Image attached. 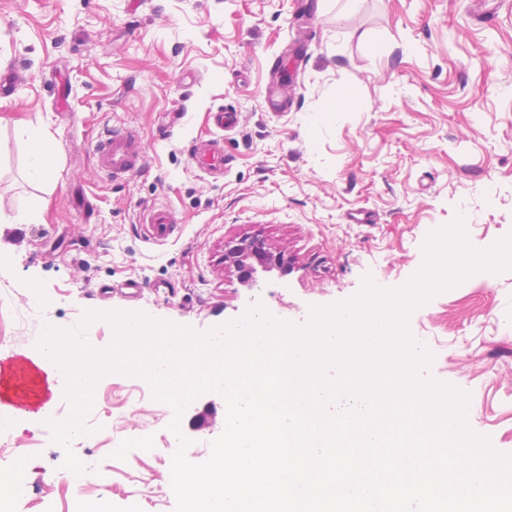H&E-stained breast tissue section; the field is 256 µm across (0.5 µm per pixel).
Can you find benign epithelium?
<instances>
[{
    "mask_svg": "<svg viewBox=\"0 0 512 512\" xmlns=\"http://www.w3.org/2000/svg\"><path fill=\"white\" fill-rule=\"evenodd\" d=\"M224 265L239 283L254 285L262 273L278 272L283 276L291 271V260L257 236L242 237L224 245Z\"/></svg>",
    "mask_w": 512,
    "mask_h": 512,
    "instance_id": "obj_1",
    "label": "benign epithelium"
}]
</instances>
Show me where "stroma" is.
I'll return each instance as SVG.
<instances>
[{
  "instance_id": "1",
  "label": "stroma",
  "mask_w": 512,
  "mask_h": 512,
  "mask_svg": "<svg viewBox=\"0 0 512 512\" xmlns=\"http://www.w3.org/2000/svg\"><path fill=\"white\" fill-rule=\"evenodd\" d=\"M8 65L21 79L0 99V356L36 350L48 320L106 349L113 311L208 332L259 304L302 326L364 280L406 285L430 229L462 219L478 250L512 234L504 0H0ZM283 75L293 105L275 116L263 91ZM220 106L241 122L224 134L216 179L190 149L215 136ZM32 124L54 145L48 183L24 177L17 140ZM121 125L143 134L145 162L114 181L94 145ZM154 204L177 219L164 243L143 222ZM31 208L42 223H17ZM357 213L366 223L350 222ZM252 235L284 251L292 272L240 285L224 243ZM133 279L146 286L137 298L125 289ZM408 322L432 356L421 377L467 393L470 430L512 455V269L476 272ZM172 417L142 378L105 374L86 417L95 432L70 447L91 484H72L66 449L27 413L0 487L20 465L31 486L19 512H74L80 496L111 512H174ZM225 422L219 394L187 407L190 462L208 459Z\"/></svg>"
}]
</instances>
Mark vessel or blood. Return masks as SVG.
<instances>
[{"mask_svg": "<svg viewBox=\"0 0 512 512\" xmlns=\"http://www.w3.org/2000/svg\"><path fill=\"white\" fill-rule=\"evenodd\" d=\"M96 155L100 170L108 178H127L133 175L144 161L143 138L134 129H104L97 140ZM191 159L199 169L223 172L222 140H210L197 146L191 153ZM147 226L152 239L163 241L174 233L176 220L167 206L157 205L148 213Z\"/></svg>", "mask_w": 512, "mask_h": 512, "instance_id": "b4317fda", "label": "vessel or blood"}]
</instances>
